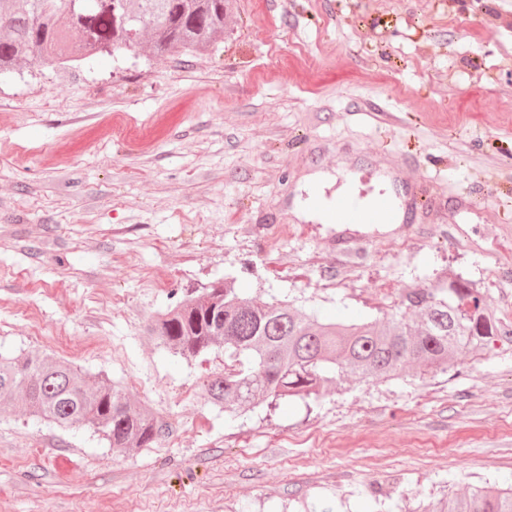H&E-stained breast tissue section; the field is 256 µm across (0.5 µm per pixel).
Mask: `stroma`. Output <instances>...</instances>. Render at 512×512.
I'll return each mask as SVG.
<instances>
[{"label":"stroma","mask_w":512,"mask_h":512,"mask_svg":"<svg viewBox=\"0 0 512 512\" xmlns=\"http://www.w3.org/2000/svg\"><path fill=\"white\" fill-rule=\"evenodd\" d=\"M198 54L0 77V352L64 358L164 425L119 451L0 408V512H422L512 485V348L234 414L144 327L183 293L340 320L456 274L512 322V0H233ZM391 173L430 207L337 231L305 177ZM333 181L329 176L317 174L311 177V181L305 187L308 197L301 201L298 208L299 216L308 219L316 220L321 224H334L330 222L329 212L326 207H329L332 202L326 201V207L323 205L324 188H329L333 185Z\"/></svg>","instance_id":"obj_1"}]
</instances>
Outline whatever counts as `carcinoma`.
I'll use <instances>...</instances> for the list:
<instances>
[{
	"instance_id": "carcinoma-1",
	"label": "carcinoma",
	"mask_w": 512,
	"mask_h": 512,
	"mask_svg": "<svg viewBox=\"0 0 512 512\" xmlns=\"http://www.w3.org/2000/svg\"><path fill=\"white\" fill-rule=\"evenodd\" d=\"M232 0H0V73L29 64L66 67L117 50L162 57L205 51L227 29ZM148 37L131 34L133 25ZM147 336L183 358L224 349V373L206 384L230 412L285 398L318 399L351 378L388 380L411 368L446 371L460 354L512 345V323L486 303L483 289L456 275L446 288H415L382 321L322 322L290 303L258 302L230 281L158 314ZM61 429L88 427L118 450L148 447L162 435L153 412L122 389L46 356L0 354V402ZM425 512H512V489L471 488Z\"/></svg>"
}]
</instances>
